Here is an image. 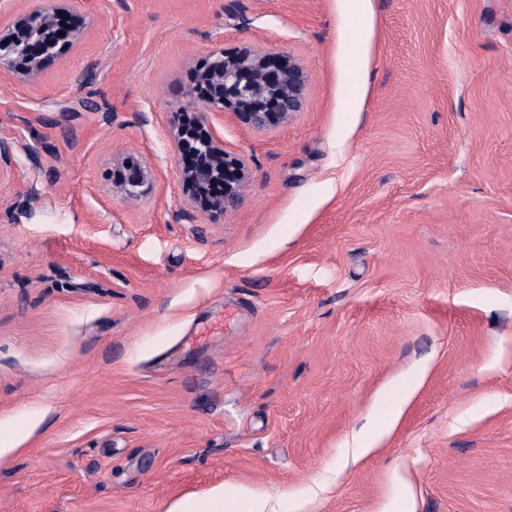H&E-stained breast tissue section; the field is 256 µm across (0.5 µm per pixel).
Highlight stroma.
Segmentation results:
<instances>
[{
    "label": "stroma",
    "instance_id": "1",
    "mask_svg": "<svg viewBox=\"0 0 512 512\" xmlns=\"http://www.w3.org/2000/svg\"><path fill=\"white\" fill-rule=\"evenodd\" d=\"M371 6L362 36L346 0H78L83 42L0 75V512H512V0ZM245 43L307 98L215 120L252 177L214 218L172 126ZM129 173L124 176L120 182L121 190L128 195L139 193L140 188L147 186L152 188L154 185V172L151 164L142 160L139 162L127 163ZM391 414L389 417L378 421L375 424L367 426L359 431L356 436V452L362 456L376 447L379 436L384 432L389 423L396 417ZM224 491L216 489L203 496H189L168 509L167 512H223Z\"/></svg>",
    "mask_w": 512,
    "mask_h": 512
}]
</instances>
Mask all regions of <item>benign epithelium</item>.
Segmentation results:
<instances>
[{"label":"benign epithelium","instance_id":"benign-epithelium-1","mask_svg":"<svg viewBox=\"0 0 512 512\" xmlns=\"http://www.w3.org/2000/svg\"><path fill=\"white\" fill-rule=\"evenodd\" d=\"M74 9V0H43L32 11L0 18V73L25 81L37 80L47 58L56 54L54 21ZM194 81L190 94L197 107L187 123L173 135L174 147L192 166H182L180 181L185 195L197 208L222 215L237 208L251 171L245 160L224 148L213 120L231 112L254 130L289 121L301 111L309 76L303 65L274 48L244 45L234 51L215 50ZM121 190L135 195L154 185L151 164L129 162Z\"/></svg>","mask_w":512,"mask_h":512}]
</instances>
